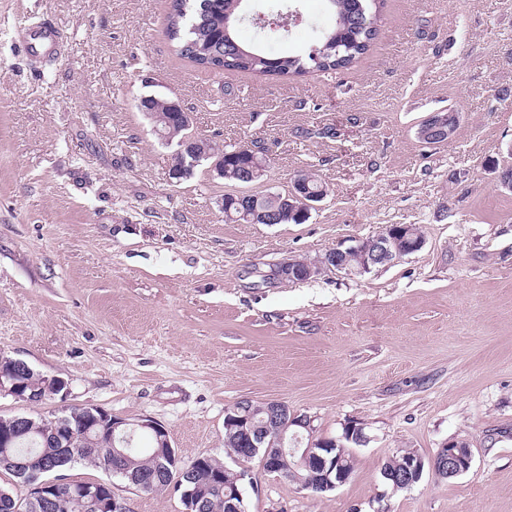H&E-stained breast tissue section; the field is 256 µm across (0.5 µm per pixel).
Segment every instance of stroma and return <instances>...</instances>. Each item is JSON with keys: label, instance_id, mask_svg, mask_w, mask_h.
Listing matches in <instances>:
<instances>
[{"label": "stroma", "instance_id": "1", "mask_svg": "<svg viewBox=\"0 0 512 512\" xmlns=\"http://www.w3.org/2000/svg\"><path fill=\"white\" fill-rule=\"evenodd\" d=\"M165 0H0V353L64 379L67 398L0 397V415L48 417L63 403L163 425L184 459L234 467L224 415L236 401L285 402L313 439L347 423L350 478L310 494L250 465L248 512H512V0H387L379 35L351 69L284 79L205 73L162 35ZM239 39L308 53L331 19ZM51 17L62 55L38 70L18 47ZM178 101L192 134L268 150L247 192L288 191L313 172L328 194L302 224H228L238 184L201 163L169 176L173 146L137 108ZM454 109L452 140L417 124ZM420 227L421 251L354 277L269 280L317 259ZM469 444L471 469L402 492L382 465L403 449L432 457ZM71 481L103 482L87 463ZM111 481V480H108ZM131 512H185L175 488L113 480Z\"/></svg>", "mask_w": 512, "mask_h": 512}]
</instances>
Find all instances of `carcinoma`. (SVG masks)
Instances as JSON below:
<instances>
[{
  "label": "carcinoma",
  "mask_w": 512,
  "mask_h": 512,
  "mask_svg": "<svg viewBox=\"0 0 512 512\" xmlns=\"http://www.w3.org/2000/svg\"><path fill=\"white\" fill-rule=\"evenodd\" d=\"M162 34L171 50L203 72H247L259 77L279 78L302 76L309 72H336L347 70L366 54L378 35V19L384 0H325L333 16V26L326 32H315V52L306 55L282 53L271 56L257 47L241 43L236 26L241 19L245 0H165ZM138 109L153 113L158 129L173 136V140L193 142L197 153L195 161H206L205 155L214 151L216 143L199 139L189 133V125L180 122L163 104L149 99L139 100ZM237 146H225L224 179L238 184L244 167L251 158L235 154ZM279 193L239 195L227 193L224 222L229 224L254 223L255 210L271 209L276 212L277 223L299 224V213L278 203ZM0 368L9 370L15 382L13 392L40 402L52 398L49 377L34 371L29 365H18V359L0 355ZM266 403L240 400L229 407L224 416V447L239 456L245 448L241 417L254 422L265 416ZM87 414L77 411L63 412L48 418L26 417L18 425L15 417L0 416V435L10 440L9 447L0 445V471H6L20 483L27 484L29 474L43 467H52L59 473L77 462H87L104 473L119 477L129 486L150 493L165 491L174 484L179 490H192L194 497L183 499L189 512H228V503L238 505L247 512L246 502L240 498L243 480L238 472L225 467L210 457L185 460L169 448L160 447L158 439L150 437L146 448L138 446L137 436H128L122 429L113 432L96 426L84 433L82 419ZM346 447L333 448L327 453L332 465L352 474L354 460ZM413 450L398 452L381 469L382 481L392 491L404 490L388 474L404 469L406 458ZM279 474L299 489L314 494L335 489L336 471L322 479L318 487L312 486L315 468L297 465L299 457L285 451L273 452ZM106 497L93 498L74 489H61L56 502L47 506L40 491L32 488L24 497L14 488L0 486V512H104Z\"/></svg>",
  "instance_id": "obj_1"
}]
</instances>
